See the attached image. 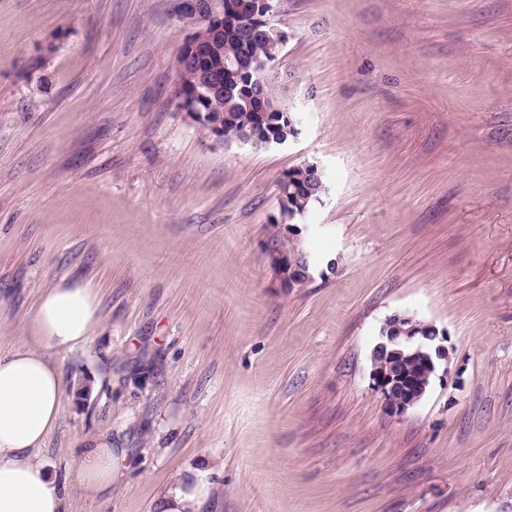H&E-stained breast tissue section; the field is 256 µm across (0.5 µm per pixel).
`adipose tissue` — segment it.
I'll return each mask as SVG.
<instances>
[{
  "label": "adipose tissue",
  "instance_id": "ef3b65f1",
  "mask_svg": "<svg viewBox=\"0 0 512 512\" xmlns=\"http://www.w3.org/2000/svg\"><path fill=\"white\" fill-rule=\"evenodd\" d=\"M98 311L93 288L60 281L40 296L25 343L0 355V512H65L71 488L94 499L123 475L124 453L104 436L63 479L41 455L63 402L53 357L90 342ZM211 493V485L190 472L155 498L153 512H201Z\"/></svg>",
  "mask_w": 512,
  "mask_h": 512
}]
</instances>
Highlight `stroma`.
Listing matches in <instances>:
<instances>
[{
    "label": "stroma",
    "mask_w": 512,
    "mask_h": 512,
    "mask_svg": "<svg viewBox=\"0 0 512 512\" xmlns=\"http://www.w3.org/2000/svg\"><path fill=\"white\" fill-rule=\"evenodd\" d=\"M299 134L217 142L176 106V0H0V354L67 279L99 302L57 355L42 455L93 438L126 471L68 512H152L186 471L204 512H512V0H278ZM53 54H45L47 44ZM334 271L281 287L277 182ZM449 361L388 417L370 357L390 315ZM319 180L316 179L314 172L308 165L293 167L288 170L282 180L279 182V194H287L291 208L295 212L293 218L292 213L286 210L281 214L277 224L288 225L302 224L300 220L308 212L321 204L326 195L327 188L323 180L322 174L319 172Z\"/></svg>",
    "instance_id": "stroma-1"
}]
</instances>
